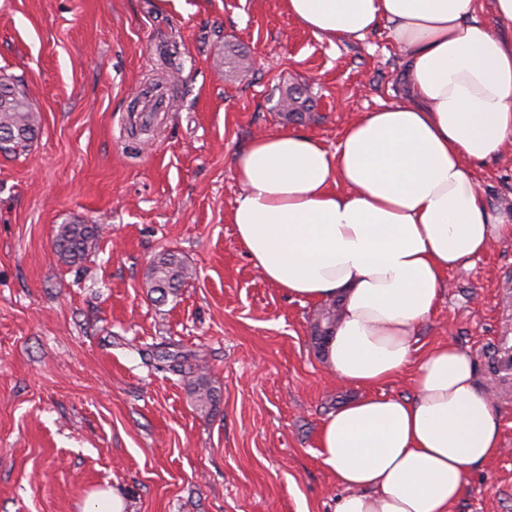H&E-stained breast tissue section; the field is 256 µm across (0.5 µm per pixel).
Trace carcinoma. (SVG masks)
<instances>
[{"label":"carcinoma","mask_w":512,"mask_h":512,"mask_svg":"<svg viewBox=\"0 0 512 512\" xmlns=\"http://www.w3.org/2000/svg\"><path fill=\"white\" fill-rule=\"evenodd\" d=\"M24 79L20 76L0 78V150L24 152L39 134V116L34 112L23 90ZM300 87H292L280 101L281 110L288 115H298L305 109L307 99ZM98 228L94 224H61L54 240V249L67 264H78L97 248ZM189 278L188 268L173 251L158 255L146 273V284L154 300L164 302L176 295ZM196 357L175 355L167 358L174 372L189 377L188 388L196 405L205 410L213 405L215 396L207 380L197 373Z\"/></svg>","instance_id":"carcinoma-1"}]
</instances>
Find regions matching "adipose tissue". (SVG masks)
I'll return each mask as SVG.
<instances>
[{"mask_svg":"<svg viewBox=\"0 0 512 512\" xmlns=\"http://www.w3.org/2000/svg\"><path fill=\"white\" fill-rule=\"evenodd\" d=\"M318 37L390 26L399 100L348 125L336 148L298 131L254 138L234 159L240 246L289 296L336 307L321 355L357 393L323 422L318 456L335 512H451L501 447L500 416L451 344L417 354L418 326L448 272L512 239L472 166L512 144V46L469 23L479 0H283ZM411 372L413 394L381 387Z\"/></svg>","mask_w":512,"mask_h":512,"instance_id":"ef3b65f1","label":"adipose tissue"}]
</instances>
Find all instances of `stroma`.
<instances>
[{"label": "stroma", "mask_w": 512, "mask_h": 512, "mask_svg": "<svg viewBox=\"0 0 512 512\" xmlns=\"http://www.w3.org/2000/svg\"><path fill=\"white\" fill-rule=\"evenodd\" d=\"M403 58L386 24L317 37L282 0H0V75L23 76L41 130L0 151V512H84L112 488L127 512H334L341 490L318 434L349 397L322 363L319 304L266 281L230 222L235 156L297 130L335 148L396 101ZM310 107L284 117L288 87ZM491 208L512 212V146L475 165ZM99 228L61 262L58 225ZM192 273L152 301L160 253ZM450 343L476 362L501 451L452 512H512V240L449 271L418 352ZM196 354L216 390L199 411L161 347Z\"/></svg>", "instance_id": "stroma-1"}]
</instances>
